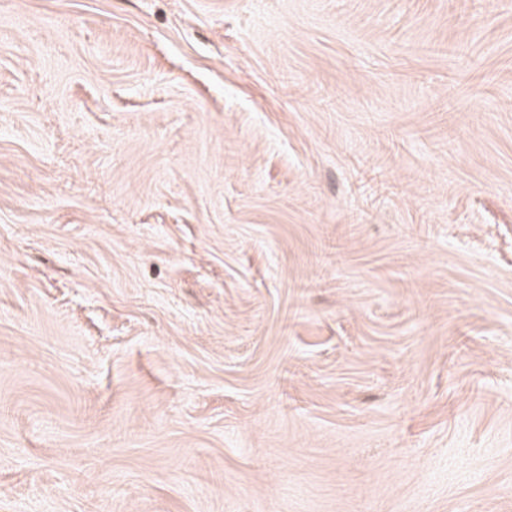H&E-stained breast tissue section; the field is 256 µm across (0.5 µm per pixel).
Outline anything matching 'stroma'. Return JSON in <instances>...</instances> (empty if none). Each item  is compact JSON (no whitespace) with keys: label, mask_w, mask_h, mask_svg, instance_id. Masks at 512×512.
<instances>
[{"label":"stroma","mask_w":512,"mask_h":512,"mask_svg":"<svg viewBox=\"0 0 512 512\" xmlns=\"http://www.w3.org/2000/svg\"><path fill=\"white\" fill-rule=\"evenodd\" d=\"M0 512H512V0H0Z\"/></svg>","instance_id":"stroma-1"}]
</instances>
